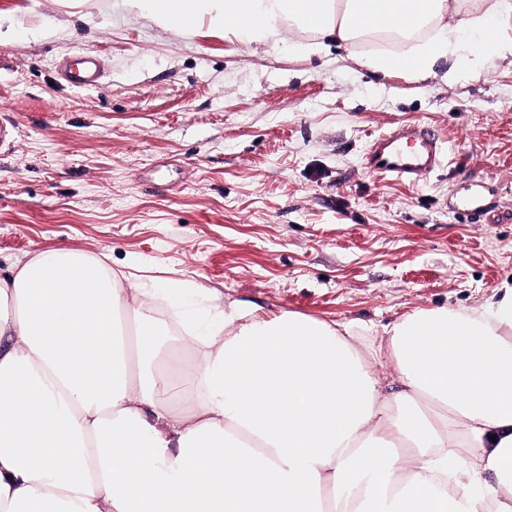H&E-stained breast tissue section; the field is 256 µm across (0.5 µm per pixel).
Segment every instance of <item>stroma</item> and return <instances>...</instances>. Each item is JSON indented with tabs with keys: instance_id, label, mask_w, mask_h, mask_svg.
I'll return each instance as SVG.
<instances>
[{
	"instance_id": "obj_1",
	"label": "stroma",
	"mask_w": 512,
	"mask_h": 512,
	"mask_svg": "<svg viewBox=\"0 0 512 512\" xmlns=\"http://www.w3.org/2000/svg\"><path fill=\"white\" fill-rule=\"evenodd\" d=\"M0 271L71 248L109 255L152 306L219 297L372 335L401 315L512 286V60L448 85L382 78L337 46L302 54L189 36L118 0H0ZM100 58L99 87L59 63ZM434 129L442 166L413 185L364 167L371 141Z\"/></svg>"
}]
</instances>
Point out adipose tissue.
<instances>
[{
    "instance_id": "ef3b65f1",
    "label": "adipose tissue",
    "mask_w": 512,
    "mask_h": 512,
    "mask_svg": "<svg viewBox=\"0 0 512 512\" xmlns=\"http://www.w3.org/2000/svg\"><path fill=\"white\" fill-rule=\"evenodd\" d=\"M162 27L326 38L383 76L512 59V0H122ZM452 15L479 29L462 48ZM106 258L39 253L0 277V512H512V286L402 316L384 335L239 306L184 316L176 360ZM388 359L406 387L382 396Z\"/></svg>"
}]
</instances>
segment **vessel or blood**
<instances>
[{"label":"vessel or blood","mask_w":512,"mask_h":512,"mask_svg":"<svg viewBox=\"0 0 512 512\" xmlns=\"http://www.w3.org/2000/svg\"><path fill=\"white\" fill-rule=\"evenodd\" d=\"M62 80L70 87L97 86L101 78L96 55L83 54L76 62L60 69ZM441 164V143L431 129L407 124L373 140L365 158L367 171L386 181L412 185Z\"/></svg>","instance_id":"vessel-or-blood-1"}]
</instances>
